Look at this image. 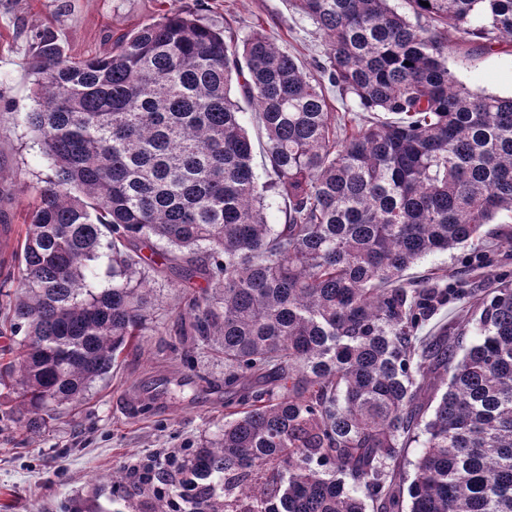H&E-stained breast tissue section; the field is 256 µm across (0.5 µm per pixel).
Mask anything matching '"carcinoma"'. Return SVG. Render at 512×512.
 Returning <instances> with one entry per match:
<instances>
[{
	"instance_id": "1",
	"label": "carcinoma",
	"mask_w": 512,
	"mask_h": 512,
	"mask_svg": "<svg viewBox=\"0 0 512 512\" xmlns=\"http://www.w3.org/2000/svg\"><path fill=\"white\" fill-rule=\"evenodd\" d=\"M428 3L289 0L324 37L313 74L261 30L227 41L181 11L81 61L42 36L24 120L53 176L0 280V423L35 432L81 404L154 327L151 283L174 273L205 282L183 335L224 354V387L262 383L186 466L209 512H512V282L475 299L405 277L512 219V96L448 66L512 48V0ZM329 87L372 117L328 111ZM450 299L478 310L461 356L446 327L417 336ZM241 105L244 108V125L247 128L249 135L252 139L253 144V154H254V171L257 175L258 179L263 182L268 179V172L266 168L263 166L264 164V155L263 149L265 147V135L262 130H258L255 125L252 123L250 113L252 111L251 107H249L243 100H241Z\"/></svg>"
}]
</instances>
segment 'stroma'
Listing matches in <instances>:
<instances>
[{
    "label": "stroma",
    "mask_w": 512,
    "mask_h": 512,
    "mask_svg": "<svg viewBox=\"0 0 512 512\" xmlns=\"http://www.w3.org/2000/svg\"><path fill=\"white\" fill-rule=\"evenodd\" d=\"M190 11L240 39L263 30L306 67L324 51L322 35L288 0H0V209L11 230L0 257L17 247L33 187L52 171L35 135L23 121L35 107L30 63L40 33L51 32L63 56L103 55L132 27L171 11ZM460 79L473 91L512 94V54L480 56ZM499 248L481 267L455 249L420 259L409 271L438 273L480 288L485 276L512 278V223L488 224ZM159 307L155 331L123 354L87 401L60 410L40 432L0 431V512H152V491L135 486L126 469L135 459H187L224 423V358L207 348L181 353L186 293L176 277L154 282ZM122 472L113 482V472Z\"/></svg>",
    "instance_id": "35a3bbf8"
}]
</instances>
